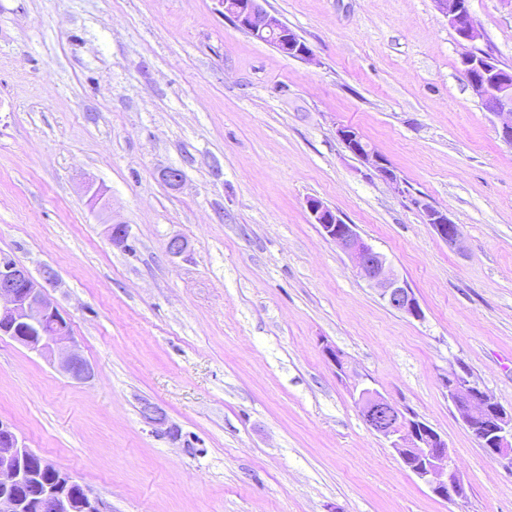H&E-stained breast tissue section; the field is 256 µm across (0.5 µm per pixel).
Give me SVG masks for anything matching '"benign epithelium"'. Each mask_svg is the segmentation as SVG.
Instances as JSON below:
<instances>
[{"mask_svg":"<svg viewBox=\"0 0 512 512\" xmlns=\"http://www.w3.org/2000/svg\"><path fill=\"white\" fill-rule=\"evenodd\" d=\"M437 9L459 39L470 45L481 39L468 7V0H435ZM226 16L239 29L254 35L277 33V48L292 58L307 60L302 42L284 31L282 22L267 10V0L221 2ZM461 65L476 97L492 101L490 113L502 118L500 138L512 144V82L499 75V63L472 47L461 56ZM337 136L345 149L358 158L370 174L394 189L400 179L388 160L365 147L362 135L351 127H340ZM425 222L448 244L459 238V226L448 215L421 201ZM307 209L319 225L321 235L335 243L352 260L358 273L379 290L386 305L410 318L420 320L423 310L414 290L395 276L380 252L346 224L335 211L317 198H310ZM53 268H43L36 279L22 264L0 255V337L42 355L59 354L61 370L76 381L91 376V368L76 350L71 324L46 293L56 282ZM357 403L366 425L391 440V448L404 466L428 484L432 492L447 502L461 497L463 481L447 441L426 421L407 417L384 395L365 382H359ZM448 398L462 422L479 435L483 450L512 466V415L497 404L465 373L448 376ZM0 512H105L102 501L91 495L48 458L28 448L13 424L0 420Z\"/></svg>","mask_w":512,"mask_h":512,"instance_id":"obj_1","label":"benign epithelium"}]
</instances>
